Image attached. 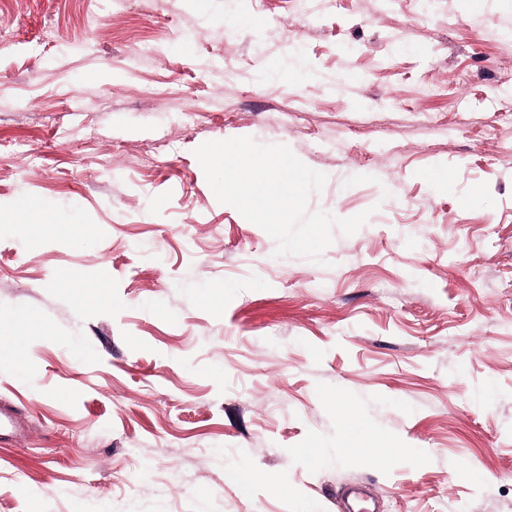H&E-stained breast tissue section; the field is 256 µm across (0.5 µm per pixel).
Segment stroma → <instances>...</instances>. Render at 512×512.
Segmentation results:
<instances>
[{
    "label": "stroma",
    "instance_id": "35a3bbf8",
    "mask_svg": "<svg viewBox=\"0 0 512 512\" xmlns=\"http://www.w3.org/2000/svg\"><path fill=\"white\" fill-rule=\"evenodd\" d=\"M0 32V512H512V0H0ZM244 136L368 222L274 257L194 154Z\"/></svg>",
    "mask_w": 512,
    "mask_h": 512
}]
</instances>
